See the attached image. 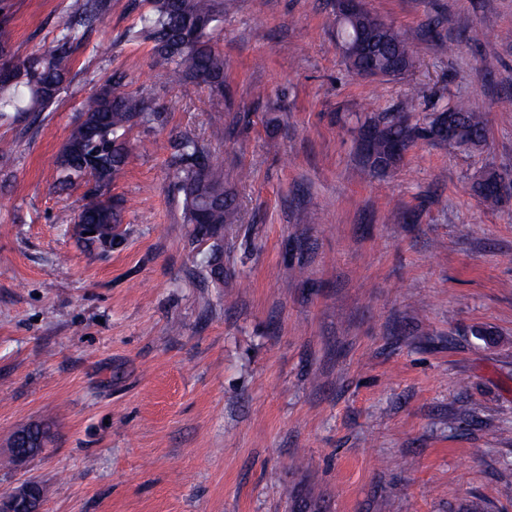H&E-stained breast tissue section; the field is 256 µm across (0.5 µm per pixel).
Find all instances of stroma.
Returning <instances> with one entry per match:
<instances>
[{
	"instance_id": "35a3bbf8",
	"label": "stroma",
	"mask_w": 512,
	"mask_h": 512,
	"mask_svg": "<svg viewBox=\"0 0 512 512\" xmlns=\"http://www.w3.org/2000/svg\"><path fill=\"white\" fill-rule=\"evenodd\" d=\"M72 2L0 0L15 51L48 48ZM365 5L438 29L403 77L351 72L334 0H231L224 93L188 98L129 36L144 0H112L53 108L0 118V459L20 426L52 429L0 466V495L34 480L43 512H512V201L472 189L512 178V0ZM114 73L163 120L126 134L121 238L102 250L76 235L85 188L58 187L55 162ZM410 93L420 119L485 113V145L420 141L370 172L357 114ZM185 136L236 195L220 282L152 150ZM478 195L492 204L503 203L504 199L511 197L509 182L507 183L500 174L494 171V175L478 182Z\"/></svg>"
}]
</instances>
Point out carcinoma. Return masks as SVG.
<instances>
[{
    "label": "carcinoma",
    "mask_w": 512,
    "mask_h": 512,
    "mask_svg": "<svg viewBox=\"0 0 512 512\" xmlns=\"http://www.w3.org/2000/svg\"><path fill=\"white\" fill-rule=\"evenodd\" d=\"M225 0H148L149 9L139 17L132 36L152 44L154 54L169 76L189 95L204 84L224 90V55L215 49L213 35L224 23ZM112 9V0H74L60 35L42 51L21 57L13 49L9 17L0 15V58L9 67L0 73V115L16 112L26 116L46 112L69 82L71 56L80 31L101 21ZM340 47L346 50L350 70L358 76L377 69L385 77H399L413 68L411 45L416 35L400 31L363 9L337 30ZM124 76L113 74L80 104L79 117L62 145L57 161L58 183L82 181L87 186L77 217L95 225V235L85 242H115L121 237L126 201L108 194L124 172L129 158L125 133L134 126L162 121V112L151 95L124 89ZM415 101L405 99L395 112H371L360 126L372 125L376 133L371 149L362 155L370 171L386 173L396 167L417 141L474 150L486 141L483 116L460 102L433 113L422 123L412 120ZM453 125L457 138L448 142L443 127ZM177 184L183 193L186 222L198 242H211L207 267L211 278L224 279L223 237L215 230L237 221V208L224 186L223 168L197 140L186 137L177 145L172 160ZM478 195L499 204L512 188L496 173L478 183Z\"/></svg>",
    "instance_id": "obj_1"
}]
</instances>
